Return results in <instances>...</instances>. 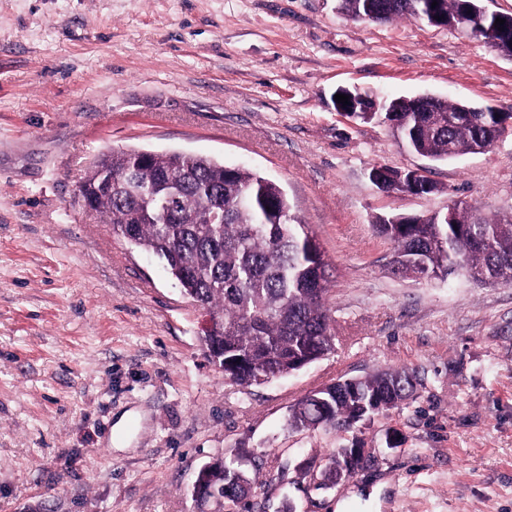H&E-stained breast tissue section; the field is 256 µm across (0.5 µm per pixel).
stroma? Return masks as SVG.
Listing matches in <instances>:
<instances>
[{
	"mask_svg": "<svg viewBox=\"0 0 512 512\" xmlns=\"http://www.w3.org/2000/svg\"><path fill=\"white\" fill-rule=\"evenodd\" d=\"M343 86L489 106L506 131L435 162L337 112ZM130 147L283 184L330 263L334 351L231 384L208 313L79 199L90 162ZM376 165L437 189L383 192ZM455 199L512 212V58L456 30L339 0H0V512H197L220 456L256 471L260 512H512V285L393 274L374 227ZM388 368L418 371L412 399L287 428L312 389ZM355 447L370 455L335 487L297 470Z\"/></svg>",
	"mask_w": 512,
	"mask_h": 512,
	"instance_id": "obj_1",
	"label": "stroma"
}]
</instances>
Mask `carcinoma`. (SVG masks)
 Masks as SVG:
<instances>
[{
	"label": "carcinoma",
	"instance_id": "1",
	"mask_svg": "<svg viewBox=\"0 0 512 512\" xmlns=\"http://www.w3.org/2000/svg\"><path fill=\"white\" fill-rule=\"evenodd\" d=\"M345 16L368 22L412 18L433 26L452 21L477 6L476 0H339ZM504 31L489 47L512 54V15L484 16L495 31ZM349 99L373 109L364 122L380 119L411 150L433 160L489 150L503 133L496 112H466L465 103L437 99L430 111L413 97H394L382 104L353 88ZM143 150L130 148L97 157L82 187L92 186L101 166L112 167L113 191L96 198L114 233L131 230L129 244L158 255L184 294L214 314L220 325L205 337L207 352L224 359L242 358L232 382L247 388L297 371L294 358L315 362L335 347L326 295L329 264L308 225L293 212L288 195L276 180L240 166L187 152H156L141 173H170L181 179L176 207L184 220L167 224L150 215L139 198L124 189L128 170ZM224 197V223L205 224L210 193ZM456 224H417L397 214L376 220L377 233L393 245L395 274L423 273L429 268L448 276V268L487 272L497 283H512V214L485 213L468 201H455ZM415 370H378L334 387V392L310 391L292 405L287 425L293 430H345L372 410L394 407L413 396L419 384ZM206 481L220 489L224 500L251 497L261 483L248 473L224 465L210 466Z\"/></svg>",
	"mask_w": 512,
	"mask_h": 512
}]
</instances>
